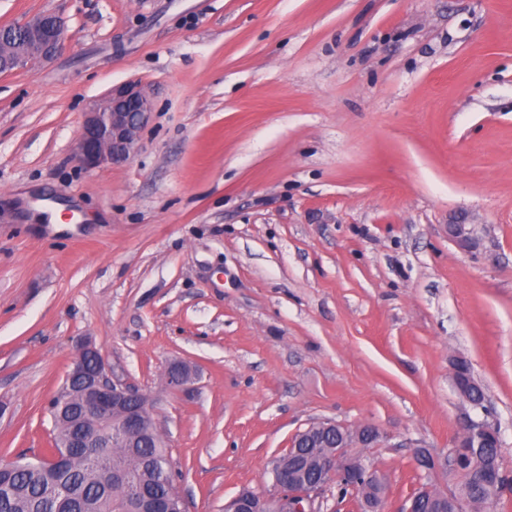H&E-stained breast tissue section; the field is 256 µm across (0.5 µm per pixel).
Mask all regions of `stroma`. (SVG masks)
Wrapping results in <instances>:
<instances>
[{"label": "stroma", "instance_id": "obj_1", "mask_svg": "<svg viewBox=\"0 0 512 512\" xmlns=\"http://www.w3.org/2000/svg\"><path fill=\"white\" fill-rule=\"evenodd\" d=\"M42 13L60 52L0 74V458L49 447L88 337L149 396L186 512L270 492L320 421L376 431L347 455L384 512L458 489L467 414L512 477V0H0V26ZM130 80L137 149L83 169L84 112ZM454 384L457 392L465 401L470 403V400L468 398V391L470 388L469 395L472 401L477 403L478 405H483V389L481 387H478V383H476L472 378L471 373L467 369V366L465 365L463 360H456V362L454 363Z\"/></svg>", "mask_w": 512, "mask_h": 512}]
</instances>
